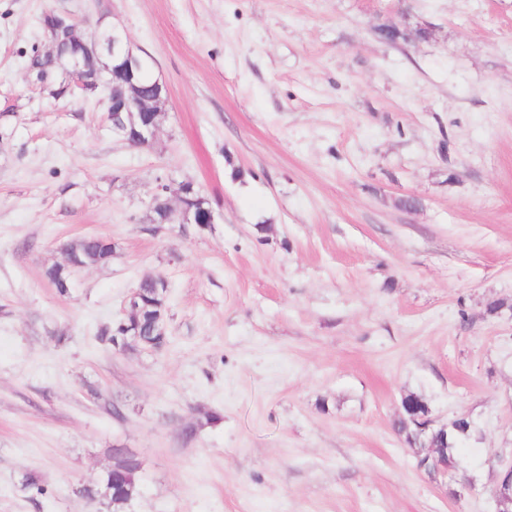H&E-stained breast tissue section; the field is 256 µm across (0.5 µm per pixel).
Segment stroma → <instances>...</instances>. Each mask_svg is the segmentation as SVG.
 Listing matches in <instances>:
<instances>
[{"instance_id":"stroma-1","label":"stroma","mask_w":512,"mask_h":512,"mask_svg":"<svg viewBox=\"0 0 512 512\" xmlns=\"http://www.w3.org/2000/svg\"><path fill=\"white\" fill-rule=\"evenodd\" d=\"M117 25L168 91L148 148L27 65ZM404 31L391 43L375 31ZM192 181L213 224H156ZM415 199V208L403 207ZM102 235L109 264L46 279ZM169 344L98 332L147 277ZM512 0H0V512H495L512 462ZM468 417L456 500L394 429ZM194 437H186L189 426ZM38 477L44 494L22 488ZM416 396H407L401 402L400 415L407 414L412 416V420L415 422L419 432H425L431 430L434 427V420L431 417V410L429 406H426L425 413L419 418L415 417L418 414V405L413 400ZM139 471L132 472L126 484V490L123 494H117L112 488V478L106 472L102 481L104 486V497L107 511L106 512H124L122 509L131 501L139 492L138 477Z\"/></svg>"}]
</instances>
